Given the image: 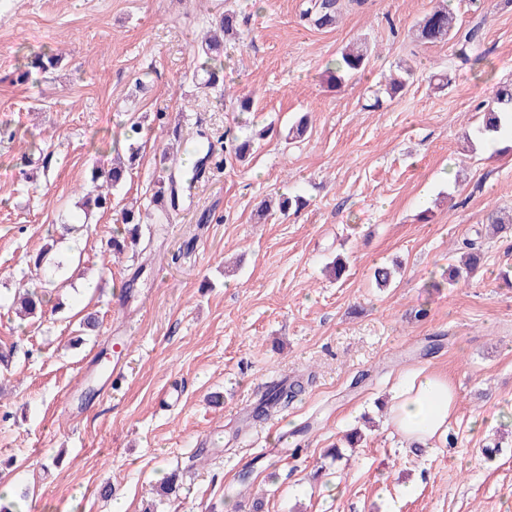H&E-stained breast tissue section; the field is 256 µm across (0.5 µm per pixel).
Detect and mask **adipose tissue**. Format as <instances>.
Here are the masks:
<instances>
[{
	"label": "adipose tissue",
	"instance_id": "adipose-tissue-1",
	"mask_svg": "<svg viewBox=\"0 0 512 512\" xmlns=\"http://www.w3.org/2000/svg\"><path fill=\"white\" fill-rule=\"evenodd\" d=\"M455 403L447 379L421 368L396 390L389 407L391 424L406 447L427 448L447 432Z\"/></svg>",
	"mask_w": 512,
	"mask_h": 512
}]
</instances>
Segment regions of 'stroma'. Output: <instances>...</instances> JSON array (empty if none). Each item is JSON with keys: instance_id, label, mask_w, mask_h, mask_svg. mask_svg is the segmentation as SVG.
Instances as JSON below:
<instances>
[{"instance_id": "stroma-1", "label": "stroma", "mask_w": 512, "mask_h": 512, "mask_svg": "<svg viewBox=\"0 0 512 512\" xmlns=\"http://www.w3.org/2000/svg\"><path fill=\"white\" fill-rule=\"evenodd\" d=\"M303 3L0 0V349L15 348L0 367V484L23 512H112L117 498L127 512H512V437L497 417L512 408V288L499 278L512 235L486 229L490 213H512V153L474 136L480 104L512 79V0H449L461 27L483 25L484 54L465 64L455 42L414 35L437 0H345L332 29L302 20ZM222 4L242 36L225 42L224 80L204 93L193 48ZM359 37L372 49L365 73L329 88L328 63ZM49 48L52 73L4 82ZM403 64L414 75L389 96ZM139 78L148 90L135 91ZM243 95L253 111H231ZM156 112L167 124L144 126L140 165L111 211L64 232L123 120ZM305 113L307 133L290 141ZM267 126L249 160L225 161V139ZM201 132L217 150L210 172L112 257L117 211L149 202L174 134ZM283 193L306 207L256 222L259 203ZM475 237L476 274L437 287ZM47 245L75 257L67 287L19 320L5 301L39 285L28 258ZM338 256L349 267L339 282L324 270ZM395 258L402 270L376 287L374 266ZM87 282L100 326L75 347ZM419 367L448 379L458 407L446 440L417 453L386 405ZM281 376L303 392L246 425ZM356 428L362 445L333 461ZM172 472L177 495L159 499Z\"/></svg>"}]
</instances>
